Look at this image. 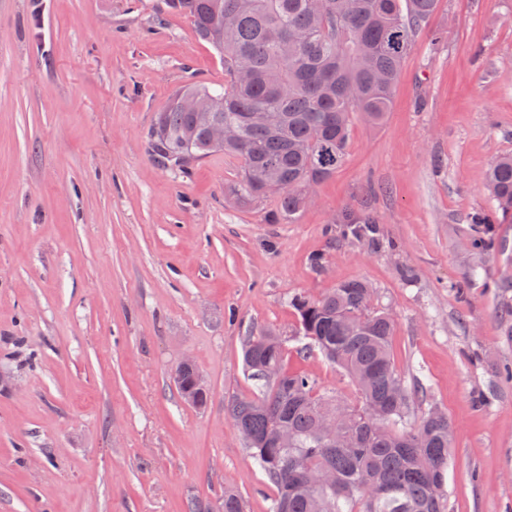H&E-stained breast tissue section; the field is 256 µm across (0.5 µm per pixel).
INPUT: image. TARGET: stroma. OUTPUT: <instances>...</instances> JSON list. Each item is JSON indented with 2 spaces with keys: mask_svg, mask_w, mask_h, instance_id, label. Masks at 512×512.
Returning a JSON list of instances; mask_svg holds the SVG:
<instances>
[{
  "mask_svg": "<svg viewBox=\"0 0 512 512\" xmlns=\"http://www.w3.org/2000/svg\"><path fill=\"white\" fill-rule=\"evenodd\" d=\"M224 65L164 0H0V512H268L275 488L225 407L254 398L250 335L342 402L300 355L291 300L348 280L394 321L411 421L452 425L448 512H512V224L472 244L484 176L512 154V0H438L382 124L354 121L335 174L295 223L236 202L237 157L157 166L173 93ZM366 212L377 240L344 236ZM191 357L209 389L185 403Z\"/></svg>",
  "mask_w": 512,
  "mask_h": 512,
  "instance_id": "obj_1",
  "label": "stroma"
}]
</instances>
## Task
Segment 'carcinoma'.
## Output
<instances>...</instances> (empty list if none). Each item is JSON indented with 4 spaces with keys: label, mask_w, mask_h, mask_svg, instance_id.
I'll list each match as a JSON object with an SVG mask.
<instances>
[{
    "label": "carcinoma",
    "mask_w": 512,
    "mask_h": 512,
    "mask_svg": "<svg viewBox=\"0 0 512 512\" xmlns=\"http://www.w3.org/2000/svg\"><path fill=\"white\" fill-rule=\"evenodd\" d=\"M438 0H165L188 15L198 37L224 63V88L179 91L152 130V158L189 173V165L223 150L242 161L234 195L244 203L267 198L264 185L281 187L268 223L294 222L308 190L340 166L358 116L378 126L392 106L401 67L416 30ZM235 127L222 145L212 124ZM492 215L470 217L476 245L495 251L486 225L512 223V155L486 174ZM352 237L373 239L377 219L345 212ZM372 288L360 280L338 284L317 299L294 297L302 353L317 351L355 385L359 403L322 392L310 376L285 367L283 341L271 331L248 337L243 359L259 396L226 406L252 458L276 489L269 512H447L445 486L452 430L433 409L411 423L408 390L390 343L394 322L371 307ZM274 370L269 379L266 372ZM343 410L338 448L319 434L321 413ZM293 435L286 448L274 433Z\"/></svg>",
    "instance_id": "obj_1"
}]
</instances>
